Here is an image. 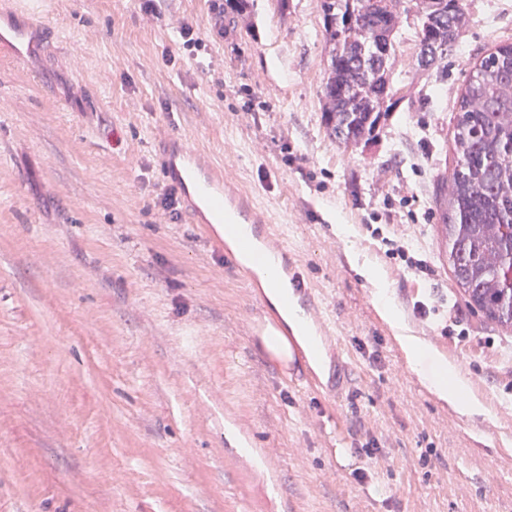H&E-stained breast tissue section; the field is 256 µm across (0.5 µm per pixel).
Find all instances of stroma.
I'll use <instances>...</instances> for the list:
<instances>
[{
	"label": "stroma",
	"instance_id": "obj_1",
	"mask_svg": "<svg viewBox=\"0 0 512 512\" xmlns=\"http://www.w3.org/2000/svg\"><path fill=\"white\" fill-rule=\"evenodd\" d=\"M8 6L50 38L28 63L0 60V512H512V329L461 297L442 229L457 103L512 43V0H462L431 73L405 0L389 64L407 95L350 144L322 121L321 0H248L220 35L213 0H156L151 15L141 0ZM169 137L218 160L271 218L347 362L320 356L336 395L280 378L253 332L264 294L188 212L161 207ZM381 283L488 417L420 382ZM373 437L370 468L358 450Z\"/></svg>",
	"mask_w": 512,
	"mask_h": 512
}]
</instances>
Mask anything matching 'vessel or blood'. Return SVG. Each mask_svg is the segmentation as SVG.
I'll return each instance as SVG.
<instances>
[{"mask_svg": "<svg viewBox=\"0 0 512 512\" xmlns=\"http://www.w3.org/2000/svg\"><path fill=\"white\" fill-rule=\"evenodd\" d=\"M41 33L40 25L25 15L8 19L0 14V58L27 62L41 50ZM158 160L165 181L177 188L200 234L218 251L227 253L235 248L250 257L253 268L248 272V282L251 287H262L261 273L268 268L279 281L291 284L305 318L317 328L322 346H330L333 337L323 313L298 268L289 260L287 245L255 206L252 197L225 184L221 167L183 138L162 141ZM224 223L247 225L249 234L235 243L226 240L220 230Z\"/></svg>", "mask_w": 512, "mask_h": 512, "instance_id": "b4317fda", "label": "vessel or blood"}]
</instances>
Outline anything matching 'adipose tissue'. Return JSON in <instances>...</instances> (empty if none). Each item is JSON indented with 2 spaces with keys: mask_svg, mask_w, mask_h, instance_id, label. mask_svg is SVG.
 Returning a JSON list of instances; mask_svg holds the SVG:
<instances>
[{
  "mask_svg": "<svg viewBox=\"0 0 512 512\" xmlns=\"http://www.w3.org/2000/svg\"><path fill=\"white\" fill-rule=\"evenodd\" d=\"M402 342L411 369L439 399L448 402L463 415H486L485 405L473 395L464 374L431 352L418 339L406 336Z\"/></svg>",
  "mask_w": 512,
  "mask_h": 512,
  "instance_id": "1",
  "label": "adipose tissue"
}]
</instances>
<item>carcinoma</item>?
I'll return each instance as SVG.
<instances>
[{"mask_svg": "<svg viewBox=\"0 0 512 512\" xmlns=\"http://www.w3.org/2000/svg\"><path fill=\"white\" fill-rule=\"evenodd\" d=\"M328 68L324 125L345 144L370 140L385 88L396 87L388 52L400 44L403 0H321ZM414 38L419 69H441L436 50L453 47L464 22L460 0H419ZM460 95L454 152L459 169L448 189L444 232L457 287L488 322L512 328V43L476 67Z\"/></svg>", "mask_w": 512, "mask_h": 512, "instance_id": "cac0c4a2", "label": "carcinoma"}]
</instances>
